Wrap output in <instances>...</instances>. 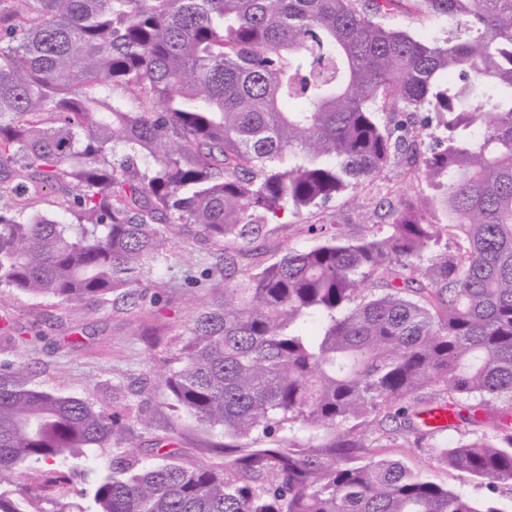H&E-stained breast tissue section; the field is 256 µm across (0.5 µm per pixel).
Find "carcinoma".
Here are the masks:
<instances>
[{"label":"carcinoma","mask_w":512,"mask_h":512,"mask_svg":"<svg viewBox=\"0 0 512 512\" xmlns=\"http://www.w3.org/2000/svg\"><path fill=\"white\" fill-rule=\"evenodd\" d=\"M0 0V288L83 306L155 280L170 224L219 248L210 300L157 383L224 439L220 467L124 460L52 512H501L381 457L433 409L495 434L432 448L512 492V0H417L455 31L422 42L403 0ZM426 110L441 134L415 114ZM402 114L383 124L377 113ZM446 207L388 205L387 231L255 266L271 221L401 163ZM57 197L54 214L29 212ZM372 287H366L367 283ZM0 337L25 341L0 318ZM330 428L325 444L296 431ZM123 415L0 369V512H32Z\"/></svg>","instance_id":"obj_1"}]
</instances>
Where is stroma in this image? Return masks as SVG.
<instances>
[{"label": "stroma", "instance_id": "1", "mask_svg": "<svg viewBox=\"0 0 512 512\" xmlns=\"http://www.w3.org/2000/svg\"><path fill=\"white\" fill-rule=\"evenodd\" d=\"M388 25L415 37L444 39L449 23L418 14L413 0L388 17ZM429 189L417 170L390 167L349 189L325 205L301 213L289 211L274 220L264 243V260L287 250L313 246L317 237L309 225L325 224L359 237L381 233L386 224L377 212L381 203L401 197H421ZM163 288L146 289L143 300L128 311L113 309L111 302L73 308L51 297H33L0 288V315L9 314L30 339L29 345L6 346L0 341V364L25 361L32 385L63 396L94 402L111 411L136 412L151 419V428L133 426L126 443L110 448H88L67 464L70 501L91 492L115 458H145L173 453L184 467L220 464L221 456L206 451L209 439L184 411L174 408L168 393L158 386V374L172 366L186 340L194 314L208 299L207 288L196 284L201 271L213 266L215 249L180 225L167 231L163 248ZM476 429L452 426L432 441L413 437L382 438V456L404 461L411 469L476 501L489 499L484 485L466 474L438 465L431 448L476 437Z\"/></svg>", "mask_w": 512, "mask_h": 512}]
</instances>
